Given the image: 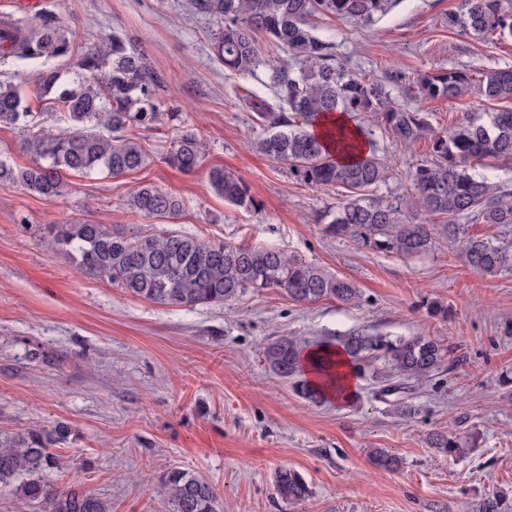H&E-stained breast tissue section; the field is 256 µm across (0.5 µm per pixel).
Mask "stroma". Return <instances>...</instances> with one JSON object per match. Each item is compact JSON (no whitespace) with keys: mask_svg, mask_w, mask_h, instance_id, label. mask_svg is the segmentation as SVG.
<instances>
[{"mask_svg":"<svg viewBox=\"0 0 512 512\" xmlns=\"http://www.w3.org/2000/svg\"><path fill=\"white\" fill-rule=\"evenodd\" d=\"M459 3L400 0L374 26L331 17L319 29L336 33L338 57L357 74L400 72L392 96L410 107L422 76L512 67V39L480 42L449 29L446 16ZM41 9L79 46L125 33L163 79L162 111L179 113L181 123L137 131L140 169L69 177L53 198L0 181V434L67 425L52 483L63 490L81 481L112 512H167L159 482L171 468L212 482L219 512H478L488 493L512 499V386L498 382L512 375V272H474L456 242L406 259L326 236L316 219L340 189L298 183L252 149L264 131L243 99L270 96L268 75L225 71L210 49L217 24L191 0H42ZM500 107L475 94L422 104L439 134ZM180 128L206 143L190 173L167 160ZM373 142L388 168L383 196L402 191L409 171L430 158L426 139L408 149L378 126ZM216 167L241 178L259 210L225 203L210 183ZM143 185L177 196L179 214L128 210L126 199ZM84 222L277 248L352 280L362 296L353 305L300 304L268 290L221 306L164 307L81 272L49 246L52 225ZM432 302L447 306V317L431 315ZM358 332L441 338L452 366L394 396L362 377L344 406L300 398L262 359L279 336L311 349ZM399 400L415 407L414 417L397 414ZM434 431L477 442L465 458L442 456L427 444ZM371 448L387 449L399 468L373 467ZM281 468L307 479L310 498L277 495Z\"/></svg>","mask_w":512,"mask_h":512,"instance_id":"1","label":"stroma"}]
</instances>
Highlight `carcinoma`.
Wrapping results in <instances>:
<instances>
[{
  "label": "carcinoma",
  "mask_w": 512,
  "mask_h": 512,
  "mask_svg": "<svg viewBox=\"0 0 512 512\" xmlns=\"http://www.w3.org/2000/svg\"><path fill=\"white\" fill-rule=\"evenodd\" d=\"M399 0H192L193 8L220 22L212 43L224 69L242 76L269 72L273 98L257 94L244 98L257 120L271 132L254 143L269 159L280 162L294 180L319 189L345 190L336 209L326 213L324 232L378 253L405 258L423 256L437 248L438 239L462 243L465 264L482 275L512 270V240L498 245L465 236L463 220L512 226V189L477 171L484 161L512 163V109L487 113V121L466 120L433 132L428 113L419 103L461 98L477 89L489 101L512 102V68L489 71L474 82L466 70L448 69L427 75L416 85L415 107L392 105L391 86L399 74L364 77L349 71L336 55V39L315 33L317 20L334 16L354 27L372 26L388 15ZM448 29L476 40L512 38V0H460L448 13ZM263 34L289 56L279 63L261 55L255 34ZM0 54L25 61L73 58V70H41L33 95L47 111L25 106L22 85L0 82V125H23L25 148L34 156L31 166L14 168L0 161V181L17 183L51 198L66 188L65 176L96 170L120 176L142 167L146 154L129 128L152 130L160 121V75L144 54L119 32L75 53L54 15L40 14L0 31ZM65 126L47 125L55 110ZM344 112L368 114L406 146L427 139L431 159L409 174L403 193L385 197L375 189L386 179L385 161L371 150L342 161L336 148L353 151L352 140L334 134L322 140L310 128L322 116ZM205 143L185 132L173 142L168 160L185 171L196 168ZM211 186L224 201L245 210L259 202L247 185L215 168ZM131 211L144 216L174 217L179 200L154 185H144L126 200ZM50 244L68 253L87 274L106 279L134 297L168 306L222 305L248 291L283 290L296 303L333 299L355 304L360 290L350 280L327 273L272 248L227 241H202L179 232L129 234L104 224H55ZM356 366L378 360L398 377L417 383L438 374L449 360L448 346L431 336L350 334L336 338ZM301 342L279 336L263 357L269 369L288 380L296 394L315 401L321 393L304 378ZM69 428L31 429L0 439V486L10 487L22 501L37 502L44 512H112L111 503L88 492L81 483L59 491L48 479L59 468L51 448L67 441ZM429 447L442 455L460 456L469 441L448 432H433ZM368 459L390 470L397 458L385 448H371ZM276 489L288 502L312 494L304 476L294 469L276 473ZM170 512H217L214 486L178 468L161 480ZM506 496L495 494L481 502L479 512H505Z\"/></svg>",
  "instance_id": "obj_1"
}]
</instances>
